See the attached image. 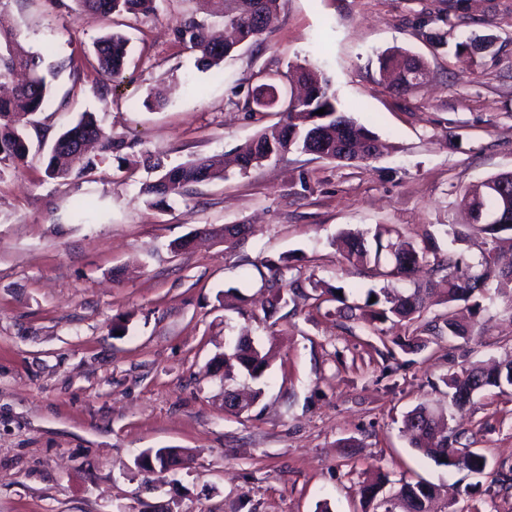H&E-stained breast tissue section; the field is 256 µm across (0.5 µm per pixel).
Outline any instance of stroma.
I'll return each mask as SVG.
<instances>
[{
	"label": "stroma",
	"instance_id": "1",
	"mask_svg": "<svg viewBox=\"0 0 512 512\" xmlns=\"http://www.w3.org/2000/svg\"><path fill=\"white\" fill-rule=\"evenodd\" d=\"M199 0H157L154 13L104 18L75 0H0V21L34 51L74 69L49 76L51 96L27 134L26 161L0 176V512H365L361 490L385 474L440 487L448 512H512V394L492 390L458 409L443 379L512 361V302L490 279L480 312L453 310L473 338L369 329L338 314L381 287L368 265L347 263L337 238L378 224L440 254L470 259L463 193L512 171V0H285L263 44H244L220 70L198 67L175 43ZM108 30L129 40L126 79L95 93L92 43ZM444 35L432 44L429 34ZM400 48L427 78L412 93L382 81L378 59ZM312 67L340 111L385 149L370 164L291 152L241 174L192 186L171 208L147 204L144 167L105 162L86 176L46 177L40 144L94 112L141 154L174 167L232 157L273 112L245 102L259 70ZM165 104L145 107L154 90ZM91 208L70 218L76 199ZM244 225L233 244L196 236ZM465 232L457 241L455 232ZM188 248L173 250L174 242ZM287 255L298 281L269 309L256 270ZM247 334L270 351L264 394L246 413L224 409V339ZM415 340L416 350L401 342ZM446 411L459 452L487 459L474 474L411 447L404 414ZM150 448H183L187 466L148 474Z\"/></svg>",
	"mask_w": 512,
	"mask_h": 512
}]
</instances>
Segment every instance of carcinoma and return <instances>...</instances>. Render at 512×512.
Segmentation results:
<instances>
[{
  "instance_id": "obj_1",
  "label": "carcinoma",
  "mask_w": 512,
  "mask_h": 512,
  "mask_svg": "<svg viewBox=\"0 0 512 512\" xmlns=\"http://www.w3.org/2000/svg\"><path fill=\"white\" fill-rule=\"evenodd\" d=\"M90 13L109 17L114 14L133 16L148 15L155 10L156 0H76ZM225 22L235 33L232 41L212 38L204 22L195 17L181 20L173 28L175 42L189 46L198 54V62L205 69L220 66L240 42L261 43L269 32L282 8L283 0H225ZM97 70L101 83L97 88L100 100L107 99L109 85L121 82L127 66L129 49L127 38L118 33L105 34L94 42ZM45 55L33 52L22 44L14 32L0 31V83L10 80L15 72L23 71L27 78L16 85L11 94L0 97V173L3 165L16 164L29 153V141L20 127V119L43 110L51 92V86L43 73ZM380 71L392 77V86L398 92H408L416 87L412 76L407 74L399 53L387 52L379 57ZM288 81L310 85V95L293 108L280 111L283 119L264 128L254 138L238 149L236 164L246 172L259 166L260 160L281 157L292 151L315 154L319 141L340 142L345 148L347 162L367 163L378 158L377 137L369 129L359 126L346 113L337 108L336 97L330 92L328 81L317 70L296 66L283 73ZM326 108L322 115L316 114ZM135 143L106 131L92 112H83L73 126L59 134L46 156L45 174L51 179L65 178L72 174L84 175L97 164L109 160L118 167L146 163L158 172L156 180L145 184L143 194L150 206L163 209L169 201L183 195L185 189L204 181L221 179L225 167L210 158H200L188 164L168 167L161 156L143 160L134 151ZM461 202L471 210L497 211L501 203L500 193L492 192L481 184L465 192ZM490 238L484 242L477 259L467 261L452 255L441 259L427 248H419L400 239L394 227L378 224L372 230L345 234L342 238L343 258L349 263H369L376 276L383 279H405L424 266L435 272L444 271L446 287L413 288L399 291L395 288H373L366 292L364 302L358 307L360 319L368 325L376 322L420 321L421 313L433 299L444 303L474 300L472 308H480L478 298L487 280L499 279L500 292L512 302V269L499 270L489 262L487 254L502 246L512 248V235L504 236L493 226L483 228ZM264 267L270 272L268 287L274 290L271 306L282 301L276 290L278 281L288 268V257L267 259ZM376 301H370L371 297ZM235 362L240 374L251 380L256 388L243 400L244 407L253 406L263 394L264 374L268 367L267 355L245 336H228L224 341V362ZM482 378L490 388L504 390L512 387V364L505 367H475L461 375L444 379L448 398L459 406L457 395L472 378ZM445 414L421 403L406 413L404 427L412 434V445L424 457L438 464L471 472H482L486 466L483 456L470 452L463 455L453 448L452 429L443 422ZM382 478L367 484L363 489L366 503L379 500L382 512H431V504L439 495V488L426 481L405 482L390 496L378 498Z\"/></svg>"
}]
</instances>
